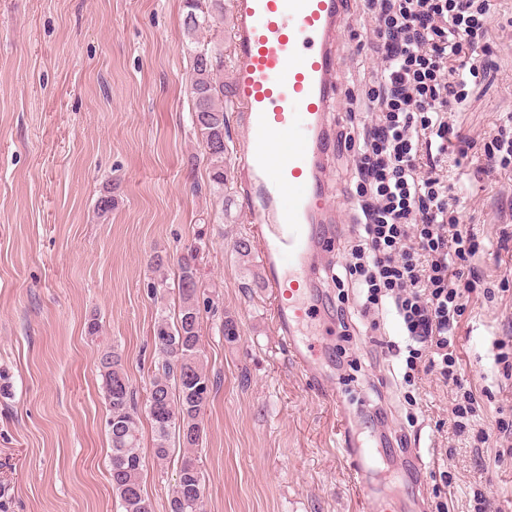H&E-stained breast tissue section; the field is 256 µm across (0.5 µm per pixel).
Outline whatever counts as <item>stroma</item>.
Listing matches in <instances>:
<instances>
[{
  "mask_svg": "<svg viewBox=\"0 0 512 512\" xmlns=\"http://www.w3.org/2000/svg\"><path fill=\"white\" fill-rule=\"evenodd\" d=\"M503 8L496 81L448 115L475 139L512 113V0ZM182 18L183 0H0V512H121L98 359L118 349L145 393L155 318L177 303L174 289L150 294V259H177L199 238L200 283L215 304L202 316V351L218 382L204 415L205 512H373L336 451L343 421L370 446L375 482L398 512H468L477 492L492 512H512V459L494 463L496 445L476 449L454 434L450 386L425 374L403 384L406 356L387 348L405 342L392 308L353 316L345 331L323 315L305 326L331 343L328 394L292 362L257 255L234 251L252 234L230 151L243 135L237 112L226 113L228 206L193 190L208 166L191 121ZM448 170L467 188L461 224L488 242L474 262L500 280L512 270V247H498L512 225V179L478 178L453 149ZM107 193L116 206L101 217ZM94 316L101 332L91 336ZM226 316L237 324L232 343L219 330ZM508 336L512 291L491 301L471 293L455 353L472 386L491 392L482 402L491 433L512 411V380L492 359ZM375 404L383 422L368 418ZM141 452L144 495L168 512L181 455L155 464L148 429Z\"/></svg>",
  "mask_w": 512,
  "mask_h": 512,
  "instance_id": "stroma-1",
  "label": "stroma"
}]
</instances>
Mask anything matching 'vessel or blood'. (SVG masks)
Returning <instances> with one entry per match:
<instances>
[{
  "label": "vessel or blood",
  "mask_w": 512,
  "mask_h": 512,
  "mask_svg": "<svg viewBox=\"0 0 512 512\" xmlns=\"http://www.w3.org/2000/svg\"><path fill=\"white\" fill-rule=\"evenodd\" d=\"M229 34V101L244 128L237 148L242 199L273 300V330L307 380L321 386V350L302 328L328 303L319 276L337 231L325 167L335 136L327 111L340 93L342 0H231ZM282 140L288 151L272 158L270 144ZM336 443L355 490L370 496L369 450L347 430Z\"/></svg>",
  "instance_id": "1"
}]
</instances>
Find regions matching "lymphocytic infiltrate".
Masks as SVG:
<instances>
[{
  "instance_id": "lymphocytic-infiltrate-1",
  "label": "lymphocytic infiltrate",
  "mask_w": 512,
  "mask_h": 512,
  "mask_svg": "<svg viewBox=\"0 0 512 512\" xmlns=\"http://www.w3.org/2000/svg\"><path fill=\"white\" fill-rule=\"evenodd\" d=\"M497 0H360L348 28L358 56L376 69L349 77L337 157H352L348 194L353 236L332 281L356 289L361 314L391 304L408 338L409 370L423 368L460 395L452 429L488 436L480 397L457 370L452 347L463 299L485 277L469 260L485 244L461 229L466 197L443 172L448 141L460 156L472 140L454 136L448 115L474 87L494 81L501 59L493 38ZM478 173H512V116L484 132Z\"/></svg>"
}]
</instances>
